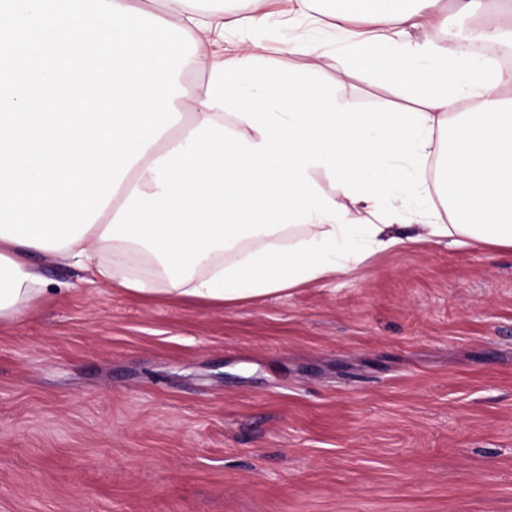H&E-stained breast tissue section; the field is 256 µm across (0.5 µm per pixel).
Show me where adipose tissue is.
Listing matches in <instances>:
<instances>
[{"mask_svg":"<svg viewBox=\"0 0 512 512\" xmlns=\"http://www.w3.org/2000/svg\"><path fill=\"white\" fill-rule=\"evenodd\" d=\"M248 17H198L168 0L165 21L197 43L189 69L205 81L175 98L179 123L135 163L87 232L56 257L93 282L151 297L213 305L257 299L326 280L371 254L460 234L512 249V79L483 64L462 65L456 42L424 39L387 54L353 42L357 64L377 65L416 112L342 106L332 87L309 78L320 56L323 20L312 0H295L300 33L288 51L296 69H256V44L239 40L223 56L224 33L271 23L269 0H249ZM337 19L368 16L398 35L434 26L438 0H336ZM477 37L512 38V5L459 0ZM445 134L446 144L435 141ZM436 162L437 176H407ZM445 192L447 223L410 206L407 194ZM359 205L354 216L350 205ZM44 249L0 237V322L22 318L47 295L34 271Z\"/></svg>","mask_w":512,"mask_h":512,"instance_id":"obj_1","label":"adipose tissue"}]
</instances>
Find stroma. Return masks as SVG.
<instances>
[{"label": "stroma", "mask_w": 512, "mask_h": 512, "mask_svg": "<svg viewBox=\"0 0 512 512\" xmlns=\"http://www.w3.org/2000/svg\"><path fill=\"white\" fill-rule=\"evenodd\" d=\"M294 27L227 31L296 65ZM317 82L393 85L325 36ZM0 323V512H512V251L410 244L227 306L35 262Z\"/></svg>", "instance_id": "35a3bbf8"}]
</instances>
